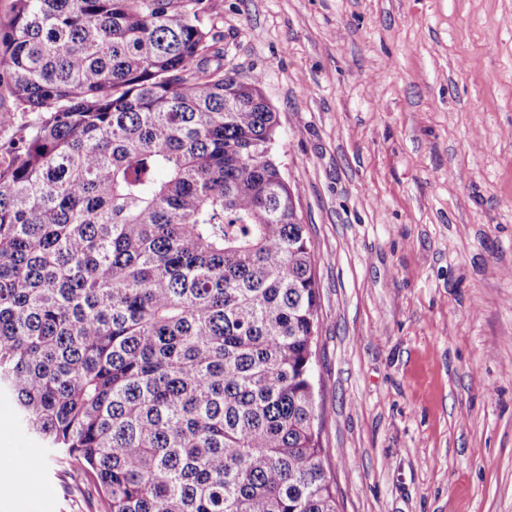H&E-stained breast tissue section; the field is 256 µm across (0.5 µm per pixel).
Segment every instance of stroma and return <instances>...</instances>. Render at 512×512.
Wrapping results in <instances>:
<instances>
[{
	"instance_id": "35a3bbf8",
	"label": "stroma",
	"mask_w": 512,
	"mask_h": 512,
	"mask_svg": "<svg viewBox=\"0 0 512 512\" xmlns=\"http://www.w3.org/2000/svg\"><path fill=\"white\" fill-rule=\"evenodd\" d=\"M316 246L339 512H512V0H220ZM23 512H101L0 400Z\"/></svg>"
}]
</instances>
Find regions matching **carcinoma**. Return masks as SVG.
Here are the masks:
<instances>
[{
  "mask_svg": "<svg viewBox=\"0 0 512 512\" xmlns=\"http://www.w3.org/2000/svg\"><path fill=\"white\" fill-rule=\"evenodd\" d=\"M216 0H14L0 396L102 512H336L315 248Z\"/></svg>",
  "mask_w": 512,
  "mask_h": 512,
  "instance_id": "obj_1",
  "label": "carcinoma"
}]
</instances>
